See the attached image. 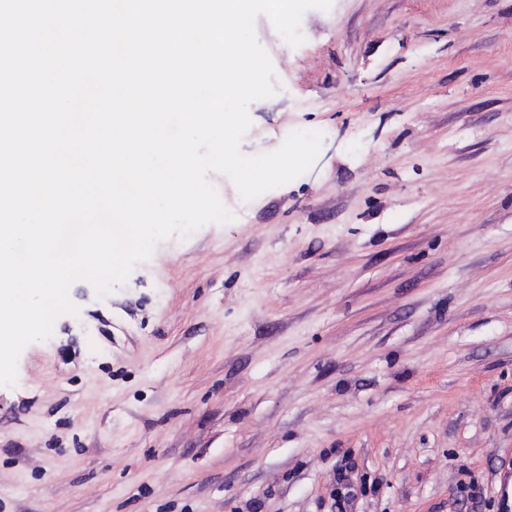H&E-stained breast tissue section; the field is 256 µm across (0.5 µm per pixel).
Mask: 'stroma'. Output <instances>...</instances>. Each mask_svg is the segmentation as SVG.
Masks as SVG:
<instances>
[{"mask_svg":"<svg viewBox=\"0 0 512 512\" xmlns=\"http://www.w3.org/2000/svg\"><path fill=\"white\" fill-rule=\"evenodd\" d=\"M255 32L240 149L314 165L76 285L0 386V512H512V0Z\"/></svg>","mask_w":512,"mask_h":512,"instance_id":"obj_1","label":"stroma"}]
</instances>
